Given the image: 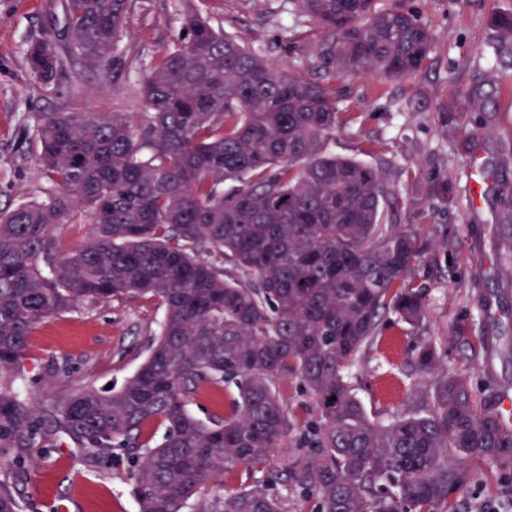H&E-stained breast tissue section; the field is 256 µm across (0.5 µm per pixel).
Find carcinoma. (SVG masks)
Listing matches in <instances>:
<instances>
[{
    "label": "carcinoma",
    "mask_w": 512,
    "mask_h": 512,
    "mask_svg": "<svg viewBox=\"0 0 512 512\" xmlns=\"http://www.w3.org/2000/svg\"><path fill=\"white\" fill-rule=\"evenodd\" d=\"M330 37L320 59L339 76L418 73L434 48L411 11L373 0H293ZM65 47L30 39L29 75L43 89L70 68L119 76L131 0H59ZM492 25L512 41V14ZM143 112H38L33 117L45 197L0 209V455L61 432L92 464L137 449L128 478L139 512H285L282 499L240 489L207 494L236 465H261L295 429L277 382L297 379L318 422L301 430L317 456L291 468L315 512H457L478 462L512 466V428L478 406L462 374L445 370L428 410L375 421L349 383L388 318L422 324L420 287L407 274L435 246L413 225L389 223L393 191L381 173L325 148L340 112L328 88L272 68L185 13L180 35L142 82ZM484 108L483 85L464 96ZM83 210L91 230L61 254L56 225ZM219 253L248 283L206 258ZM125 295L159 300L164 316L137 371L105 394L84 387L39 419L16 388L30 336L79 303ZM421 345L415 365L441 364ZM222 389L224 416L188 410ZM163 428L159 440L153 429ZM0 512H24L0 480Z\"/></svg>",
    "instance_id": "1"
}]
</instances>
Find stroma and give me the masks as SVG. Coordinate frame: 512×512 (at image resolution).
I'll return each mask as SVG.
<instances>
[{"label":"stroma","instance_id":"obj_1","mask_svg":"<svg viewBox=\"0 0 512 512\" xmlns=\"http://www.w3.org/2000/svg\"><path fill=\"white\" fill-rule=\"evenodd\" d=\"M51 3L0 0V209L42 199L47 188L31 113L142 111L147 67L177 40V15L197 10L271 66L326 85L340 111L329 151L378 169L400 195L397 223L440 241L410 273L426 289L423 323L387 328L353 370L351 385L368 413L385 422L422 405V391L445 368L464 373L479 401L512 393V223L501 221L504 196L512 192V43H498L491 24L494 12L512 10V0H374L377 11L418 12L433 33L421 73L406 79L334 76L318 56L328 31L293 0H138L123 40L138 61L105 91L92 75L62 76L48 91L32 82L27 43L48 23ZM476 82L485 83L495 117L474 152L466 136L481 115L462 102ZM475 155L496 174L476 200L468 190ZM441 181L447 197L431 196L430 186ZM163 315L157 299L128 295L59 313L31 336L21 389L43 411L78 388L121 383L144 362ZM426 341L442 345L445 356L441 369L422 374L413 351ZM299 439L291 432L261 467H232L211 492L267 488L283 498L286 512H313L314 500L288 480L292 463L314 453ZM24 454L28 467L10 477L25 495L24 512H137L127 459L93 465L61 434ZM458 509L512 512V470L484 464Z\"/></svg>","mask_w":512,"mask_h":512}]
</instances>
